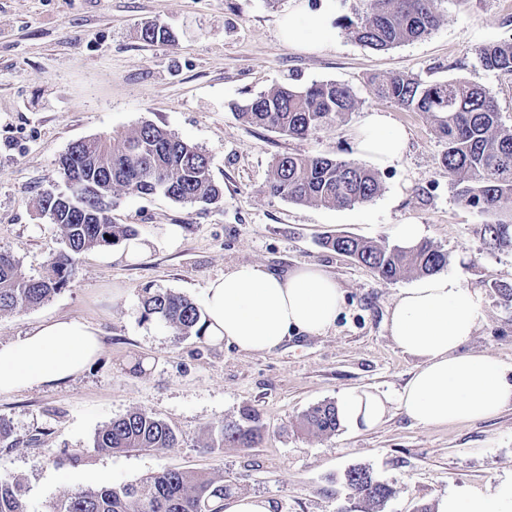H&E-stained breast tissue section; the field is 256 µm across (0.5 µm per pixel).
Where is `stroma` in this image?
Instances as JSON below:
<instances>
[{
  "label": "stroma",
  "instance_id": "1",
  "mask_svg": "<svg viewBox=\"0 0 512 512\" xmlns=\"http://www.w3.org/2000/svg\"><path fill=\"white\" fill-rule=\"evenodd\" d=\"M293 0H0V251L38 277L63 250V235L34 200L62 190L58 160L80 139L129 132L150 121L211 158L224 196L210 205L163 195L118 193L112 218L152 243L129 263L116 246L75 261L69 283L48 302L0 315V342L51 317L94 323L103 350L57 387L0 396L10 436L0 440V481L21 482L27 512H51L78 492L120 487L165 469L224 480L232 496L259 495L276 512H364L345 475L362 466L393 490L382 512H436L448 492L487 490L512 475V407L492 419L422 427L398 407L418 366L392 340L388 312L414 277L381 281L370 268L321 246L328 234L397 244L396 225L421 224L423 238L450 257L448 273L481 296L483 319L468 351L512 364V304L493 282L512 280V249H489L484 220L461 205L430 118L375 97L373 76L467 80L486 88L512 125V74L485 70L479 47L512 41V0H438L439 26L422 39L375 51L335 29L320 52L285 44L278 20ZM174 41L149 44L145 22ZM350 87L360 106L336 131L293 139L239 118L237 103L279 86ZM386 113L408 134L402 161L379 169L380 194L343 208L297 204L265 192L275 155L352 157L368 112ZM244 262L284 273L319 263L344 291L342 313L321 336L292 335L269 353H246L207 336H179L141 317L144 289L202 303L207 283ZM349 389L387 401L374 427L318 435L304 414ZM167 422L171 448L98 453L96 434L127 412ZM255 411L262 438L252 448L208 449L220 425ZM86 455L73 464V455Z\"/></svg>",
  "mask_w": 512,
  "mask_h": 512
}]
</instances>
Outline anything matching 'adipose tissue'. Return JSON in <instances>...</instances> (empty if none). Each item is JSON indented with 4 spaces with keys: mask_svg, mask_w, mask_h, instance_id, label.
Listing matches in <instances>:
<instances>
[{
    "mask_svg": "<svg viewBox=\"0 0 512 512\" xmlns=\"http://www.w3.org/2000/svg\"><path fill=\"white\" fill-rule=\"evenodd\" d=\"M336 17L333 0L315 12L284 16V42L307 51L328 44ZM406 143L404 129L383 112L369 113L353 141L355 155L381 167L397 165ZM343 306V290L317 263L277 275L266 266L241 263L209 281L204 293L203 333L243 352H271L290 332L310 336L332 328ZM482 319L478 293L445 273L421 278L396 297L389 332L419 364L399 395L404 414L421 426L491 419L512 406L507 365L464 347ZM102 352L101 333L92 323L67 317L44 321L25 336L0 342V395L79 376ZM344 425L373 426L387 407L379 397L347 391L337 406ZM438 512H512V477L490 490L452 491Z\"/></svg>",
    "mask_w": 512,
    "mask_h": 512,
    "instance_id": "obj_1",
    "label": "adipose tissue"
}]
</instances>
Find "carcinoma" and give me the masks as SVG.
Listing matches in <instances>:
<instances>
[{
	"label": "carcinoma",
	"instance_id": "cac0c4a2",
	"mask_svg": "<svg viewBox=\"0 0 512 512\" xmlns=\"http://www.w3.org/2000/svg\"><path fill=\"white\" fill-rule=\"evenodd\" d=\"M437 0H367L364 12L340 16L336 24L354 42L388 50L430 34L440 23ZM147 43L164 42L171 34L148 24L141 31ZM482 66L512 73V43L489 44L478 50ZM373 94L401 109L423 112L444 142L442 164L452 180L457 200L489 220L482 224L492 250L512 248V125L503 123L495 98L484 87L461 79L424 82L409 74L375 78ZM356 94L335 82L306 89L277 87L236 106L247 123L303 139L314 130H333L359 107ZM66 190L38 195L35 205L60 226L66 250L55 255L48 272L27 277L19 263L0 252V313L43 304L65 287L76 257L100 246L118 244L137 235L131 224L112 220L105 200L119 191L134 195L162 194L179 203L213 204L224 188L211 176L210 157L171 132L144 122L129 133L75 141L59 159ZM267 192L297 204L326 208L370 203L381 192L377 173L355 161L323 155L282 154L271 165ZM322 246L355 259L379 279L392 282L408 275L427 276L448 266V253L422 242L412 248L367 241L349 235H326ZM141 317L172 328L181 336L202 335L201 313L190 299L171 291L143 290ZM257 414L227 422L210 438L209 447H254L260 429ZM302 425L331 435L340 425L336 404L311 408ZM174 430L143 411L115 418L94 440L96 452L121 453L170 448ZM348 486L380 512L391 497L390 486L365 467L347 472ZM224 483L205 474L166 469L138 482L101 485L59 502L53 512H221ZM0 512H27L25 491L18 482H0Z\"/></svg>",
	"mask_w": 512,
	"mask_h": 512
}]
</instances>
